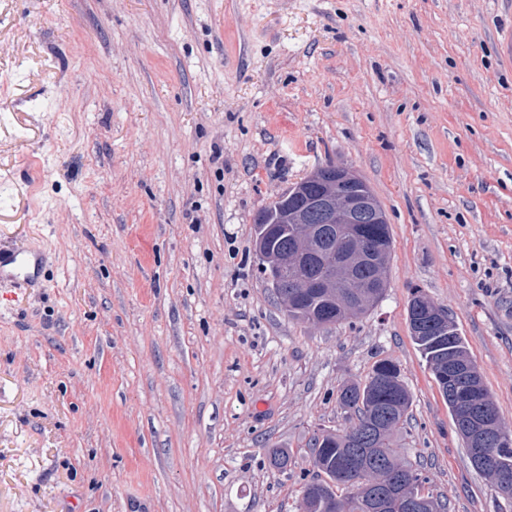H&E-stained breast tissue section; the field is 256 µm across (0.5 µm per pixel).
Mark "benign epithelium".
I'll return each instance as SVG.
<instances>
[{"label": "benign epithelium", "instance_id": "1", "mask_svg": "<svg viewBox=\"0 0 512 512\" xmlns=\"http://www.w3.org/2000/svg\"><path fill=\"white\" fill-rule=\"evenodd\" d=\"M276 201L284 204L280 213L282 223L294 225L292 240L285 249L270 250L264 243L269 232L265 227L254 246L263 266L275 272L269 283L273 291L280 293L284 309H293L310 296L328 295L331 289L344 286L348 292L341 296L339 308L349 315L366 299L377 296L376 289L384 287L389 244L379 232L376 239L380 245L374 252L369 250L365 225L386 224L388 220L365 180L354 169L330 162L289 186ZM336 224L351 225L349 234L337 239L332 237L330 230ZM316 258L321 259L332 274H311ZM364 259L373 265L375 275L371 281L359 283L354 281V271ZM284 274L294 288L288 296L280 292ZM409 324L412 334L420 336L448 326V311L418 291L411 299ZM448 376L461 381L454 386L455 396L466 409L461 429L474 465L483 467L491 447L503 442L507 434L493 412L484 407L475 409L483 402L481 371L475 362L467 358L448 360ZM372 497L374 512H383L392 501L404 512H426L429 508L427 499L416 494L406 495L397 485H390Z\"/></svg>", "mask_w": 512, "mask_h": 512}]
</instances>
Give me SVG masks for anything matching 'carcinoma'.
Listing matches in <instances>:
<instances>
[{
  "label": "carcinoma",
  "mask_w": 512,
  "mask_h": 512,
  "mask_svg": "<svg viewBox=\"0 0 512 512\" xmlns=\"http://www.w3.org/2000/svg\"><path fill=\"white\" fill-rule=\"evenodd\" d=\"M336 310L335 299L331 296L309 299L302 310L290 318L309 321V316ZM415 344L424 357L427 366L439 386L443 396H448V357L457 354L470 357L465 343L458 333L453 319H448V328L440 336H419ZM340 406L350 414L351 428L364 423L376 414H387L388 424L376 433L375 437L354 448L347 442L348 431L336 433L325 431L312 439V466L315 474L301 491V512H333V503L341 498L354 503L351 512H366L355 502L359 495L350 485L352 470L356 467H369L372 477L378 481L398 479L407 476V486L424 490L427 478L420 469L405 462L395 450L399 430L408 420L411 395L401 378L399 366L391 360L377 362L368 380L363 383L346 385L339 397ZM494 462L482 470L497 487L512 493V443H505L493 451Z\"/></svg>",
  "instance_id": "carcinoma-1"
}]
</instances>
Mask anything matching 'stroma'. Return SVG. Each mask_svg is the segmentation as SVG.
Wrapping results in <instances>:
<instances>
[{"label": "stroma", "instance_id": "obj_1", "mask_svg": "<svg viewBox=\"0 0 512 512\" xmlns=\"http://www.w3.org/2000/svg\"><path fill=\"white\" fill-rule=\"evenodd\" d=\"M512 0H0V512H298L341 389L396 362L397 448L512 512L411 338L422 290L512 428ZM382 205L383 298L289 318L253 218L329 162ZM287 450L288 469L270 466ZM41 261L43 254L33 246L9 251L6 256L0 253V281H10L13 288H28L38 280ZM5 266H10L9 272Z\"/></svg>", "mask_w": 512, "mask_h": 512}]
</instances>
